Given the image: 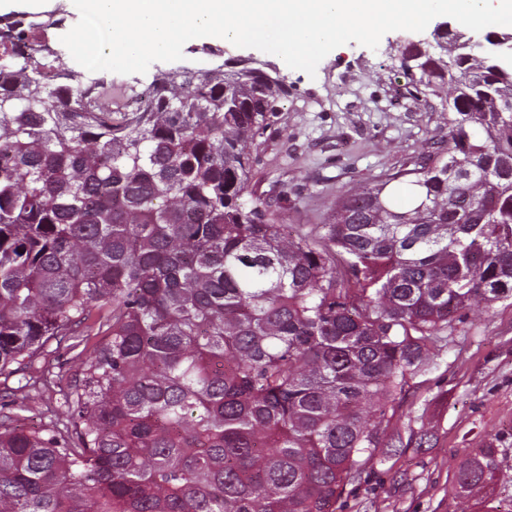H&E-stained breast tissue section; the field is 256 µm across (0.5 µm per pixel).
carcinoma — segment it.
Segmentation results:
<instances>
[{"label":"carcinoma","instance_id":"carcinoma-1","mask_svg":"<svg viewBox=\"0 0 512 512\" xmlns=\"http://www.w3.org/2000/svg\"><path fill=\"white\" fill-rule=\"evenodd\" d=\"M28 18L0 16V375L94 310L100 339L54 420H0V512H336L448 336L512 300V44L405 43L447 139L291 232L251 188L280 71L205 43L117 86L51 47L67 14ZM499 470L470 449L451 512ZM186 50H187V48L184 51L185 59L180 60V61H174V62H161V61L154 62L150 65L148 71L145 74L124 75V74H117V73H112V72H107V71H105V72L112 74V80L114 81L115 84L119 85L122 83L131 82L133 80V78H139L141 80L146 81L150 77V75L154 72L155 66L168 67V66H172V65H177L178 62H183V61H192L193 63L196 64L197 67L204 66V57L201 54L193 55V54L187 53Z\"/></svg>","mask_w":512,"mask_h":512}]
</instances>
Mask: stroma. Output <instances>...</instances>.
<instances>
[{
    "mask_svg": "<svg viewBox=\"0 0 512 512\" xmlns=\"http://www.w3.org/2000/svg\"><path fill=\"white\" fill-rule=\"evenodd\" d=\"M400 37L388 32L374 50L349 42L312 76L268 55L290 90L258 149L254 181L258 192L287 198L292 223H321L325 203L353 182L386 173L447 135L441 98L401 92ZM43 366L53 374L49 406L57 408L76 368L53 340L30 370L0 376V407L11 388ZM390 429L405 447L364 469L337 512H448L457 463L489 440L500 450L496 491L512 494V306L496 304L459 325L436 368L418 376ZM419 430L431 435L430 447L411 443Z\"/></svg>",
    "mask_w": 512,
    "mask_h": 512,
    "instance_id": "stroma-1",
    "label": "stroma"
}]
</instances>
